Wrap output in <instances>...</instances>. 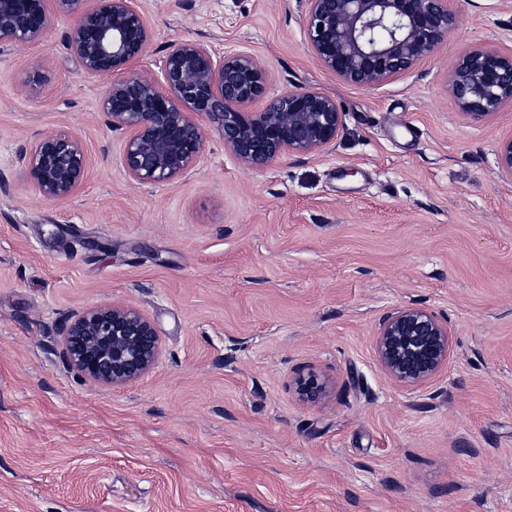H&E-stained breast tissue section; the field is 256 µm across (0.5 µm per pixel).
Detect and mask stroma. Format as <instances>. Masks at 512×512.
Returning <instances> with one entry per match:
<instances>
[{
  "mask_svg": "<svg viewBox=\"0 0 512 512\" xmlns=\"http://www.w3.org/2000/svg\"><path fill=\"white\" fill-rule=\"evenodd\" d=\"M140 4L136 69L158 72L181 39L247 51L270 70L266 98L319 89L343 125L257 172L210 132L186 174L139 185L72 20L0 43V512H512V181L496 173L512 107L470 120L446 87L470 46L512 49V0H452L450 37L375 89L321 68L304 0ZM52 130L89 159L60 202L20 161ZM113 301L161 341L154 368L115 388L84 381L62 344L76 314ZM402 305L451 334L446 367L414 389L373 347ZM311 370L328 392L305 405L292 381Z\"/></svg>",
  "mask_w": 512,
  "mask_h": 512,
  "instance_id": "35a3bbf8",
  "label": "stroma"
}]
</instances>
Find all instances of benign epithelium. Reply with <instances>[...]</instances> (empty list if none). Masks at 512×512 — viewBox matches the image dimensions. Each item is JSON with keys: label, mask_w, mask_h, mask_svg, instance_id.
I'll return each mask as SVG.
<instances>
[{"label": "benign epithelium", "mask_w": 512, "mask_h": 512, "mask_svg": "<svg viewBox=\"0 0 512 512\" xmlns=\"http://www.w3.org/2000/svg\"><path fill=\"white\" fill-rule=\"evenodd\" d=\"M309 47L326 72L374 89L411 72L456 29L449 0H305ZM74 19L70 50L84 71L112 77L99 108L113 130L124 133L121 165L137 184H165L193 167L205 131L224 139L248 169H261L285 153L309 155L332 144L342 125L336 101L316 89L288 90L262 112L244 105L261 97L269 72L255 56L218 55L201 42L170 45L161 79L130 64L146 52L150 31L138 0H0V41L43 39L52 15ZM322 31H317V28ZM448 95L472 119L512 105V52L481 46L448 68ZM21 161L39 194L68 199L84 180L88 158L82 141L53 131L23 151ZM497 173L512 180V137L496 154ZM69 363L98 384L120 386L152 368L159 335L139 309L121 303L85 309L65 328ZM450 334L427 309L403 306L382 316L375 353L398 384L419 386L447 363ZM299 399L315 403L324 384L309 373L294 379Z\"/></svg>", "instance_id": "7a95c632"}]
</instances>
